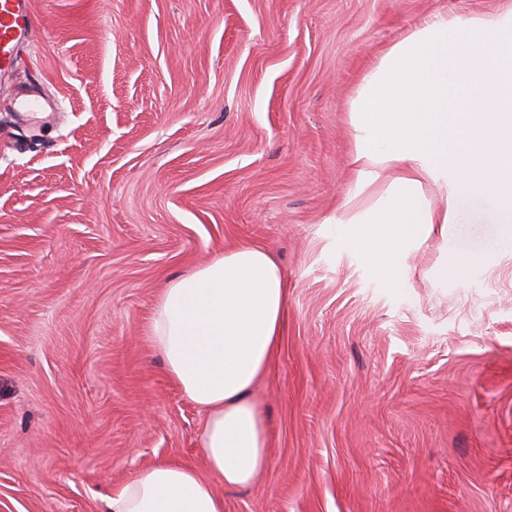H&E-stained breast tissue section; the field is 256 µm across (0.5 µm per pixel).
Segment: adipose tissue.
I'll use <instances>...</instances> for the list:
<instances>
[{
	"mask_svg": "<svg viewBox=\"0 0 512 512\" xmlns=\"http://www.w3.org/2000/svg\"><path fill=\"white\" fill-rule=\"evenodd\" d=\"M353 186L336 215L349 247L386 280L459 197L493 200L512 239V7L483 18L431 15L391 43L352 103ZM441 202L432 205L426 187ZM288 318V282L261 247L241 244L170 279L151 341L184 398L206 413L203 467L160 464L131 478L107 512H224L214 483L243 487L267 466L252 397Z\"/></svg>",
	"mask_w": 512,
	"mask_h": 512,
	"instance_id": "1",
	"label": "adipose tissue"
}]
</instances>
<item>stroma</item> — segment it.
Masks as SVG:
<instances>
[{"instance_id":"stroma-1","label":"stroma","mask_w":512,"mask_h":512,"mask_svg":"<svg viewBox=\"0 0 512 512\" xmlns=\"http://www.w3.org/2000/svg\"><path fill=\"white\" fill-rule=\"evenodd\" d=\"M512 0H30L0 84V512H104L204 413L150 343L167 281L240 243L288 280L254 390L269 464L224 512H512V244L461 201L397 283L345 243L351 103L429 15ZM475 259L434 287L442 249Z\"/></svg>"}]
</instances>
